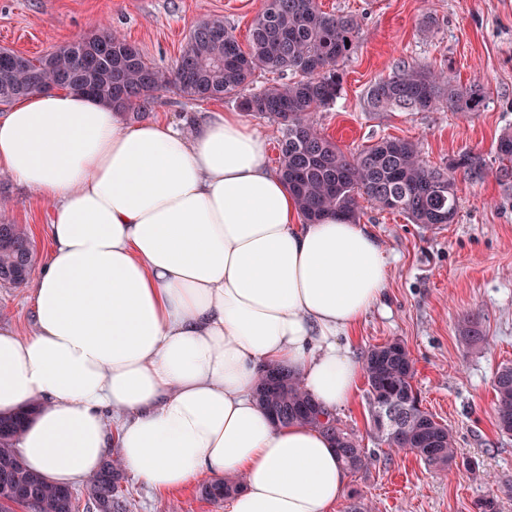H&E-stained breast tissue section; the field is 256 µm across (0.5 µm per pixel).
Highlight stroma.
Segmentation results:
<instances>
[{"instance_id":"stroma-1","label":"stroma","mask_w":512,"mask_h":512,"mask_svg":"<svg viewBox=\"0 0 512 512\" xmlns=\"http://www.w3.org/2000/svg\"><path fill=\"white\" fill-rule=\"evenodd\" d=\"M323 11L355 15L361 30L341 65V95L311 113L314 126L345 153L384 137L417 143L424 160L445 164L473 150L496 158L504 129L512 128V0H319ZM263 0H0V48L34 57L74 37L106 30L122 33L145 60L169 67L181 55L195 22L222 17L239 43ZM421 63L441 69L461 86L481 85L480 111L461 113L440 103L429 112H369L364 96L379 78ZM235 112L231 98L190 100L159 92L143 121L160 117L189 127L207 113ZM454 223L427 230L404 215L360 199L359 221L385 247L389 280L383 303L360 322L351 349L356 357L375 345L401 341L415 367L423 407L451 430L471 471L441 472L414 454L389 448L371 431L367 384L336 417L354 432L373 462L350 474L335 512L353 503L366 512H477L478 500L497 499L512 512V436L496 426L493 377L512 365V189L495 173L474 183L458 178ZM51 208L0 171V220L21 225L35 248L36 264L47 256L41 230ZM477 323L482 339L463 333ZM32 313L25 287L0 285V326L28 330ZM202 476L190 486L155 493L131 476L121 488L130 512H226L224 500L202 496Z\"/></svg>"}]
</instances>
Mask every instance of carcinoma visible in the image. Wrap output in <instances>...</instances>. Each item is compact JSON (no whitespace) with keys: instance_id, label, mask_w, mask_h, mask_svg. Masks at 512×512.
<instances>
[{"instance_id":"cac0c4a2","label":"carcinoma","mask_w":512,"mask_h":512,"mask_svg":"<svg viewBox=\"0 0 512 512\" xmlns=\"http://www.w3.org/2000/svg\"><path fill=\"white\" fill-rule=\"evenodd\" d=\"M360 25L351 14L323 11L318 0H264L249 29V50L221 18L198 22L174 66L161 68L145 61L139 49L120 33L109 50L86 51L80 37L62 51L38 57H0V98L17 99L52 87L86 85L91 95L127 114H143L157 102V93L173 89L191 99H239L240 107L277 122L281 138L280 172L305 221L324 215L356 221L358 198L365 195L382 210L397 212L414 224H452L458 211L457 173L472 182L487 175L485 157L465 151L444 166H431L411 140L382 138L348 156L318 131L310 114L336 102L342 89L339 64L348 57ZM269 72L282 83L255 88L256 72ZM455 112H477L484 88L463 87L425 65L407 66L371 85L365 95L370 112L393 110L428 112L442 101ZM498 181L512 187V129L502 132L496 146ZM33 243L19 224L0 223V282L25 284L33 268ZM371 412L396 403L406 409L402 423L391 429L373 424L389 447L408 451L439 471L471 462H457L455 440L447 426L421 407L413 384L414 364L399 341L376 345L364 354ZM495 416L500 433L512 435V366H503L493 379ZM256 396L273 420L321 429L350 471L368 467L371 458L358 437L343 428L283 368L262 376ZM29 413L0 415V512L23 505L31 512H76L69 488L54 486L19 461L16 442ZM118 464L106 460L87 486L86 508L96 512H130L121 490ZM238 487L215 480L203 488L211 499H222Z\"/></svg>"}]
</instances>
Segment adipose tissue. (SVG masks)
Returning a JSON list of instances; mask_svg holds the SVG:
<instances>
[{"label": "adipose tissue", "instance_id": "adipose-tissue-1", "mask_svg": "<svg viewBox=\"0 0 512 512\" xmlns=\"http://www.w3.org/2000/svg\"><path fill=\"white\" fill-rule=\"evenodd\" d=\"M0 170L52 208L32 328L0 327V414L39 406L25 465L70 487L110 457L157 493L229 475L227 512H331L335 449L255 390L281 366L325 411L350 402L351 332L388 281L375 236L304 222L236 112L127 127L98 98L36 92L0 119Z\"/></svg>", "mask_w": 512, "mask_h": 512}]
</instances>
